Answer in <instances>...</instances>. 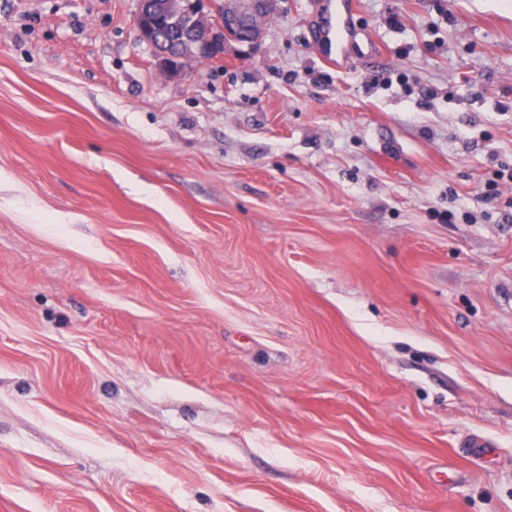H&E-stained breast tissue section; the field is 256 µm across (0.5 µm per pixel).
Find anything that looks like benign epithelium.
I'll return each instance as SVG.
<instances>
[{"label":"benign epithelium","mask_w":512,"mask_h":512,"mask_svg":"<svg viewBox=\"0 0 512 512\" xmlns=\"http://www.w3.org/2000/svg\"><path fill=\"white\" fill-rule=\"evenodd\" d=\"M205 3L206 0H139L140 40L155 46L153 13L182 36L181 55L157 52L161 66L172 76L182 73V63L188 59H224L232 42L251 49L257 47L262 39L260 20L276 10L278 0H224V19L219 24L205 14Z\"/></svg>","instance_id":"benign-epithelium-1"}]
</instances>
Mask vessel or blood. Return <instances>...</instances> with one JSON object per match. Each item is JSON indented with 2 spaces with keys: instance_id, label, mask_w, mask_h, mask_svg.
Masks as SVG:
<instances>
[{
  "instance_id": "vessel-or-blood-1",
  "label": "vessel or blood",
  "mask_w": 512,
  "mask_h": 512,
  "mask_svg": "<svg viewBox=\"0 0 512 512\" xmlns=\"http://www.w3.org/2000/svg\"><path fill=\"white\" fill-rule=\"evenodd\" d=\"M356 9L357 0H324L319 35L322 53L330 64H341L351 47L365 63L372 64L380 58L381 51L375 40L368 38L356 46L351 43L350 19Z\"/></svg>"
}]
</instances>
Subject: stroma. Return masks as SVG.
Returning <instances> with one entry per match:
<instances>
[{
    "label": "stroma",
    "instance_id": "obj_1",
    "mask_svg": "<svg viewBox=\"0 0 512 512\" xmlns=\"http://www.w3.org/2000/svg\"><path fill=\"white\" fill-rule=\"evenodd\" d=\"M315 13L0 0V512H512V0ZM137 31L140 40L157 53L161 66L171 75L182 73L187 59L222 60L230 43L256 48L262 39L260 20L277 8V0H225L220 24L204 12L206 0H139ZM157 13L169 29L182 36L180 56L155 49L154 19ZM235 30L233 34L232 31ZM319 26L322 53L326 61L339 66L351 41L350 18L357 9L356 0H323Z\"/></svg>",
    "mask_w": 512,
    "mask_h": 512
}]
</instances>
